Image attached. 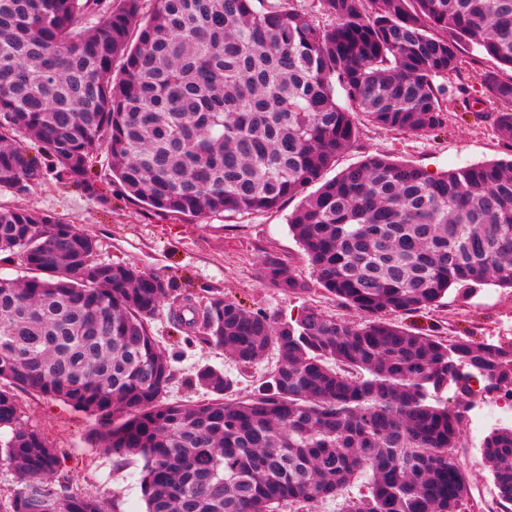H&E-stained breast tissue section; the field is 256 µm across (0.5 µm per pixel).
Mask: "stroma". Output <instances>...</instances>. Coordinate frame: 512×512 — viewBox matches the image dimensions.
Returning a JSON list of instances; mask_svg holds the SVG:
<instances>
[{
  "label": "stroma",
  "mask_w": 512,
  "mask_h": 512,
  "mask_svg": "<svg viewBox=\"0 0 512 512\" xmlns=\"http://www.w3.org/2000/svg\"><path fill=\"white\" fill-rule=\"evenodd\" d=\"M355 147L336 160L335 170L380 155L409 162L431 173H443L474 163L512 159V149L502 142L492 123L475 103L456 105L447 125L423 135L400 134L360 122ZM95 192L59 183L46 176L19 194L0 195V205L25 206L56 214L75 224L98 242V258L133 263L171 285L150 328L160 347L171 357L172 380L164 394L169 402H204L207 393L195 382L199 368L223 370L233 381L230 395L244 398L257 393L277 363L267 351L253 366L238 367L222 349L192 341L176 319L175 310L185 298L213 293L236 301L245 309L261 312L277 323L294 322L308 309L317 308L353 323L357 313L336 301L316 280L303 260L301 248L289 229L288 218L300 198L262 214L187 216L177 220L155 217L122 195L111 182L108 169H99ZM274 256L289 274L303 281L307 292L289 293L261 280V268ZM392 322L413 331L433 330L446 339L465 337L475 343L512 341V291L493 284L477 285L473 295L449 292L442 305L414 315L395 314ZM24 422L37 429L56 448L60 459L56 482L72 491L96 494L104 506L117 512H146L140 486L143 462L103 453L95 416L67 403L30 390H17ZM489 426L465 429L454 456L465 469L471 486L463 512H512L500 505L492 478L482 465V445Z\"/></svg>",
  "instance_id": "1"
}]
</instances>
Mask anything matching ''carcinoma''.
Listing matches in <instances>:
<instances>
[{
    "instance_id": "cac0c4a2",
    "label": "carcinoma",
    "mask_w": 512,
    "mask_h": 512,
    "mask_svg": "<svg viewBox=\"0 0 512 512\" xmlns=\"http://www.w3.org/2000/svg\"><path fill=\"white\" fill-rule=\"evenodd\" d=\"M312 24L286 0H0V193L49 172L94 191L104 150L122 193L161 217L258 214L322 182L289 218L320 284L361 322L318 309L274 324L221 294L188 304L195 339L247 367L278 361L258 393L229 401L204 367L202 404L170 403L171 357L149 328L169 284L97 259V242L51 213L0 206V460L8 512H104L59 491L57 450L22 421L14 390L98 418L101 449L138 456L148 512H275L335 499L344 512H461L469 379L512 392V342L446 340L392 323L471 284L512 288V160L441 174L373 155L322 181L359 136L442 128L468 89L459 45L512 70V0H318ZM122 59L120 75L113 63ZM488 117L512 148V76L482 75ZM344 103H339L338 94ZM35 141V151L20 137ZM261 279L305 285L270 256ZM455 385L458 407L434 398ZM512 503V426L482 449Z\"/></svg>"
}]
</instances>
